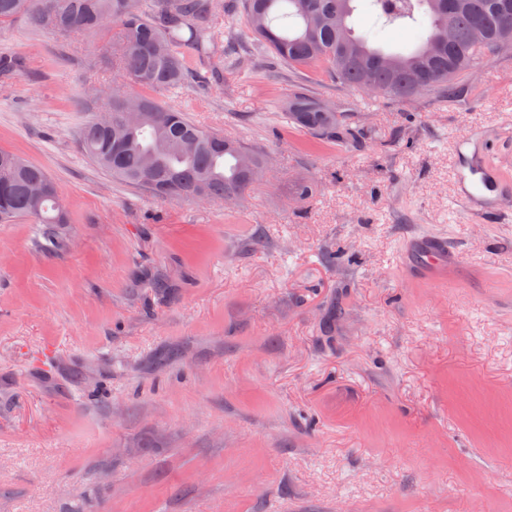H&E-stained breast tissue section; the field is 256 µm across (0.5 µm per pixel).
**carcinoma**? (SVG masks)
<instances>
[{"label": "carcinoma", "mask_w": 512, "mask_h": 512, "mask_svg": "<svg viewBox=\"0 0 512 512\" xmlns=\"http://www.w3.org/2000/svg\"><path fill=\"white\" fill-rule=\"evenodd\" d=\"M507 0H244V12L261 49L294 70H322L353 92L365 86L398 100L423 92L460 94L463 78L500 50L512 49V8ZM365 21L355 26L354 18ZM25 16L62 38L112 21L122 75L145 90L175 91L187 83L190 61L214 48L212 0H157L149 11L136 0H0V26ZM407 29L412 46H385V32ZM129 95L94 98L100 112L117 118ZM142 121L134 128L97 120L81 133L85 155L113 178L178 200L242 197L264 174L261 154L235 139L206 130L181 109L137 95ZM289 123L318 140L354 139L348 116L326 108L302 90L288 97ZM49 191L35 200L31 188ZM57 184L38 165L0 149V222L29 217L66 224L55 205Z\"/></svg>", "instance_id": "cac0c4a2"}]
</instances>
